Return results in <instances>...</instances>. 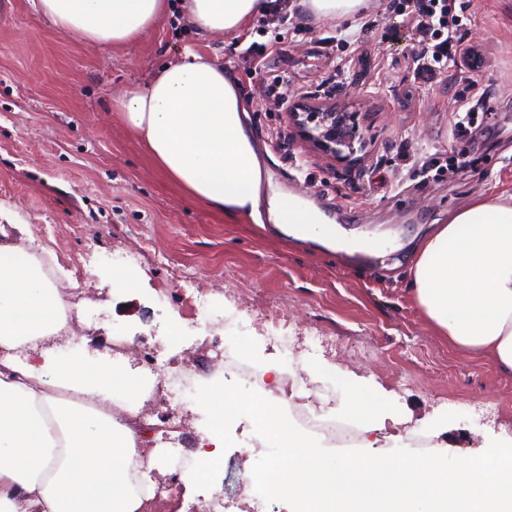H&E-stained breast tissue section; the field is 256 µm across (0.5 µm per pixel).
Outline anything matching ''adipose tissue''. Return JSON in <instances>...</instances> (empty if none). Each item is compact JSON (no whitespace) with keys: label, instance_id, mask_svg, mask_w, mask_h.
<instances>
[{"label":"adipose tissue","instance_id":"1","mask_svg":"<svg viewBox=\"0 0 512 512\" xmlns=\"http://www.w3.org/2000/svg\"><path fill=\"white\" fill-rule=\"evenodd\" d=\"M63 36L119 48L163 24L167 0H33ZM198 31L230 35L277 10L276 0H180ZM112 110L193 200L236 217L266 211L288 236L333 241L335 225L293 195L266 192L247 109L220 63L196 53L113 98ZM415 301L456 348L512 372V203L484 196L449 216L415 251ZM61 293L21 245L0 240V512H143L128 480L143 425L105 411L141 393L133 373L106 359L27 352L68 330Z\"/></svg>","mask_w":512,"mask_h":512}]
</instances>
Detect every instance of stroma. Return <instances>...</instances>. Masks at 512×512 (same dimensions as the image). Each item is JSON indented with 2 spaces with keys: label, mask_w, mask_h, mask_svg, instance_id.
I'll use <instances>...</instances> for the list:
<instances>
[{
  "label": "stroma",
  "mask_w": 512,
  "mask_h": 512,
  "mask_svg": "<svg viewBox=\"0 0 512 512\" xmlns=\"http://www.w3.org/2000/svg\"><path fill=\"white\" fill-rule=\"evenodd\" d=\"M462 2L459 33L485 66L476 74L460 62L425 85L400 0H373L336 22L286 0L280 15L225 37L201 34L174 10L138 44L113 49L59 35L32 0H0V229L28 225L23 245L49 259L55 286L90 295L81 344L50 354L100 359L91 338L115 332L171 366L190 361L206 383L224 351L245 346L258 367H317L309 381L333 411L347 413L354 386L381 403L390 421L367 435L364 451L412 448L419 432L427 451L454 456L511 441L512 372L451 346L411 291L425 235L477 197L512 195V0ZM251 45L263 54L257 71L242 59ZM188 51L234 77L266 179L336 221L338 246H296L274 225L191 200L120 124L113 97ZM342 59L352 63L344 76L335 70ZM477 77L493 109L454 135L451 110L471 100ZM302 100L352 113V148L334 155L308 139L285 110ZM115 272L136 289L115 286ZM199 290L210 314L198 323L189 300ZM311 336L336 346L309 354ZM478 406L493 410L492 422L474 423ZM189 410L186 424L150 446L163 471L192 465L208 432L203 410ZM231 433L213 490H228L225 512H266L239 482L261 454L252 424L238 419Z\"/></svg>",
  "instance_id": "35a3bbf8"
}]
</instances>
